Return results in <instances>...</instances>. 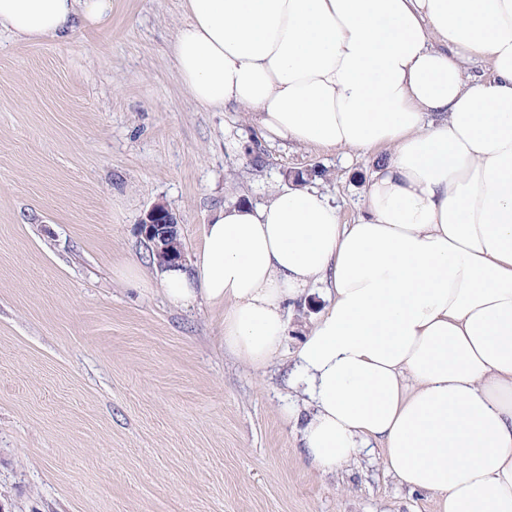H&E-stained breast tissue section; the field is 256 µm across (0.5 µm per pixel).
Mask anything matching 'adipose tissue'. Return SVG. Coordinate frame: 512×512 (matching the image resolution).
I'll return each mask as SVG.
<instances>
[{
	"label": "adipose tissue",
	"instance_id": "ef3b65f1",
	"mask_svg": "<svg viewBox=\"0 0 512 512\" xmlns=\"http://www.w3.org/2000/svg\"><path fill=\"white\" fill-rule=\"evenodd\" d=\"M112 0H0L22 42L99 27ZM168 45L197 104L265 138L388 147L357 223L300 183L226 205L167 301L223 309L256 366L286 308L329 300L298 350L301 442L331 473L380 447L438 512H512V0H185ZM488 63L494 76L468 77Z\"/></svg>",
	"mask_w": 512,
	"mask_h": 512
}]
</instances>
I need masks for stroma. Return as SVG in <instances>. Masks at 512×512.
<instances>
[{
  "instance_id": "obj_1",
  "label": "stroma",
  "mask_w": 512,
  "mask_h": 512,
  "mask_svg": "<svg viewBox=\"0 0 512 512\" xmlns=\"http://www.w3.org/2000/svg\"><path fill=\"white\" fill-rule=\"evenodd\" d=\"M185 20L183 0H112L68 41L0 32V512H437L381 449L324 473L288 423L322 285L262 367L224 348L220 309L167 302L138 230L152 204L190 259L214 210L287 191V169L353 223L389 154L286 145L202 108L168 54Z\"/></svg>"
}]
</instances>
